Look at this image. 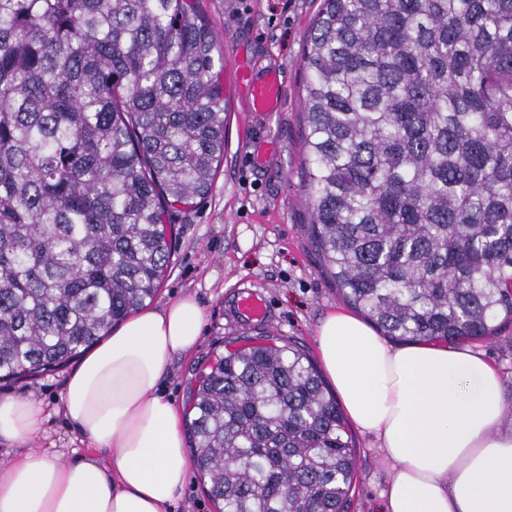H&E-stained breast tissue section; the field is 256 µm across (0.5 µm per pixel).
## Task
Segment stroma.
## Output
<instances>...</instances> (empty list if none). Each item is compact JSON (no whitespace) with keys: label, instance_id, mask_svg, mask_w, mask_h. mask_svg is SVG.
Listing matches in <instances>:
<instances>
[{"label":"stroma","instance_id":"stroma-1","mask_svg":"<svg viewBox=\"0 0 512 512\" xmlns=\"http://www.w3.org/2000/svg\"><path fill=\"white\" fill-rule=\"evenodd\" d=\"M320 0H200L203 19L219 34L224 59V160L209 195L172 217L175 248L155 306L190 294L205 315L201 343L174 360L164 381L167 397L188 409L195 377L225 349L258 337L290 340L316 350L324 315L344 305L322 253L315 247L307 204V165L301 101L305 95L302 56ZM254 73L278 71L284 100L264 116L247 112V96L233 81L236 67ZM252 293L268 318L246 324L234 309ZM506 383L504 429L512 428V324L488 340L472 341ZM69 366L23 379L0 380V395L29 396L52 415L37 447L56 445L85 454L86 448L53 409ZM358 453L356 479L346 512H379L390 467L371 437L351 429Z\"/></svg>","mask_w":512,"mask_h":512}]
</instances>
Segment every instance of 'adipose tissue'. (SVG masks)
Returning <instances> with one entry per match:
<instances>
[{
    "label": "adipose tissue",
    "instance_id": "ef3b65f1",
    "mask_svg": "<svg viewBox=\"0 0 512 512\" xmlns=\"http://www.w3.org/2000/svg\"><path fill=\"white\" fill-rule=\"evenodd\" d=\"M204 313L183 295L139 310L67 374L58 410L89 447H34L48 419L0 397V512H171L189 477L183 419L161 382ZM350 421L391 467L384 512H512V431L499 370L466 344L397 346L344 309L317 329Z\"/></svg>",
    "mask_w": 512,
    "mask_h": 512
}]
</instances>
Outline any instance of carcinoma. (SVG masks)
Returning a JSON list of instances; mask_svg holds the SVG:
<instances>
[{
    "instance_id": "obj_1",
    "label": "carcinoma",
    "mask_w": 512,
    "mask_h": 512,
    "mask_svg": "<svg viewBox=\"0 0 512 512\" xmlns=\"http://www.w3.org/2000/svg\"><path fill=\"white\" fill-rule=\"evenodd\" d=\"M216 31L195 0H0V378L63 366L154 300L171 210L224 159ZM311 229L393 342L512 320V0H322L303 54ZM217 512H345L343 413L294 343L193 394Z\"/></svg>"
}]
</instances>
